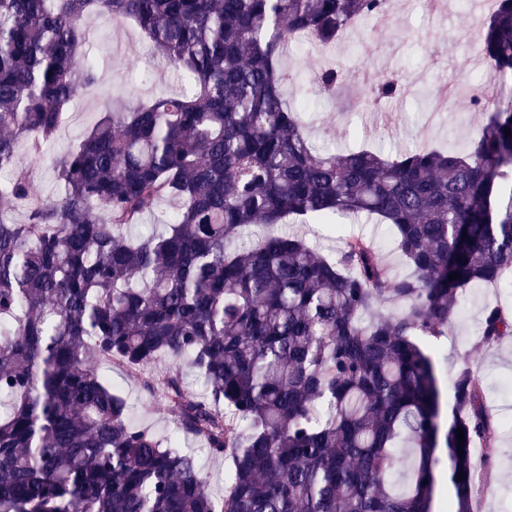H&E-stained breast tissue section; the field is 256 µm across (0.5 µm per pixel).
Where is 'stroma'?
<instances>
[{
    "label": "stroma",
    "mask_w": 512,
    "mask_h": 512,
    "mask_svg": "<svg viewBox=\"0 0 512 512\" xmlns=\"http://www.w3.org/2000/svg\"><path fill=\"white\" fill-rule=\"evenodd\" d=\"M484 19V13L475 10L474 0H449L448 9L439 18L432 17L424 0H393L384 35H375L370 22L364 21L347 30L328 51L318 52L309 44L294 49L284 62L308 92L309 132L313 139L327 149L339 151L364 144L395 154L438 144L464 151L484 116L461 90L474 84H494L478 49ZM87 29L84 49L98 62L97 83L66 112L56 138L45 150L46 161L32 162L28 146L19 148L21 159L29 163L32 194L45 202L59 195L49 158L67 153L106 105L130 100L147 102L178 90L162 56L138 26L96 16L89 19ZM329 64L346 69L352 76L348 87L333 98L320 95L316 83L320 69ZM395 74L410 84L413 93H430L447 86L450 108L434 123H426L429 107L418 104L412 94L402 99L390 125L372 127L369 113L376 108L373 91ZM292 230L331 256L336 255L342 235L367 237L393 274L408 271L389 230L373 220L362 218L334 228L296 224ZM489 304L512 309V287L468 289L449 334L435 340L434 349L444 370L452 372L461 364H469L481 380L490 408L505 425L491 468V490L477 509L512 512V339L489 347L480 345V322ZM99 369L133 406L137 424L161 433L171 432L174 417L149 407L148 396L136 376L104 363Z\"/></svg>",
    "instance_id": "35a3bbf8"
}]
</instances>
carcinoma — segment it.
Segmentation results:
<instances>
[{
  "instance_id": "cac0c4a2",
  "label": "carcinoma",
  "mask_w": 512,
  "mask_h": 512,
  "mask_svg": "<svg viewBox=\"0 0 512 512\" xmlns=\"http://www.w3.org/2000/svg\"><path fill=\"white\" fill-rule=\"evenodd\" d=\"M388 2L0 0V202L31 196L18 145L40 152L98 80L89 17L135 22L187 86L105 112L53 162L60 198L0 218V512H476L473 449L492 465L497 421L468 365L442 381L431 344L468 288L512 287V105L477 94L465 152L393 158L320 152L284 99L291 42L333 44ZM497 2L479 47L504 82ZM338 216L393 227L410 274L365 237L332 259L276 229ZM149 219L162 229L131 232ZM509 337L512 312L487 307L479 343ZM101 362L230 461L221 494L198 455L131 421Z\"/></svg>"
}]
</instances>
